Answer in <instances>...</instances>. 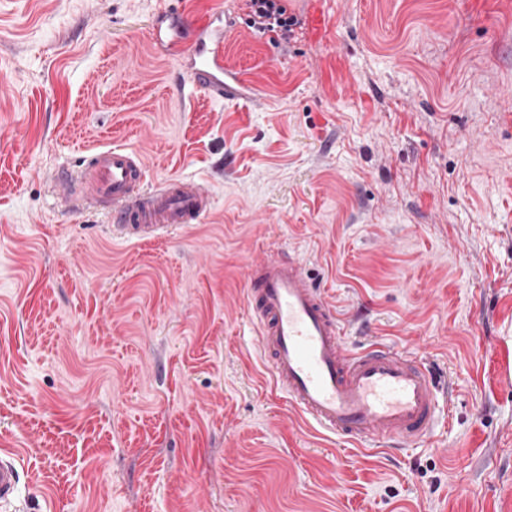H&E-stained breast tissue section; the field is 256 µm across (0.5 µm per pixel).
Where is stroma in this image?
<instances>
[{
  "mask_svg": "<svg viewBox=\"0 0 512 512\" xmlns=\"http://www.w3.org/2000/svg\"><path fill=\"white\" fill-rule=\"evenodd\" d=\"M159 7L0 0V512H512V0H288L280 44L244 0ZM217 12L236 106L150 41ZM113 145L199 182L202 223L65 210L54 179ZM288 250L347 341L440 369L432 438L362 450L277 397L246 271ZM19 473L10 460L0 459V504L10 503L16 496Z\"/></svg>",
  "mask_w": 512,
  "mask_h": 512,
  "instance_id": "35a3bbf8",
  "label": "stroma"
}]
</instances>
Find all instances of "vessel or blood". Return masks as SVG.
Segmentation results:
<instances>
[{
	"label": "vessel or blood",
	"instance_id": "vessel-or-blood-1",
	"mask_svg": "<svg viewBox=\"0 0 512 512\" xmlns=\"http://www.w3.org/2000/svg\"><path fill=\"white\" fill-rule=\"evenodd\" d=\"M179 32L151 30L153 42L178 53L190 85L210 98L247 99L243 75L224 73V29L213 17ZM145 167L117 146L84 160L82 190L61 199L79 211L108 210L113 235L160 238L200 223L211 197L201 185L171 179L144 186ZM247 304L276 392L305 419L363 448H401L430 437L445 411L440 379L430 363L378 340L347 347L335 310L296 256L276 254L249 264ZM16 465L0 459V504L16 496Z\"/></svg>",
	"mask_w": 512,
	"mask_h": 512
}]
</instances>
